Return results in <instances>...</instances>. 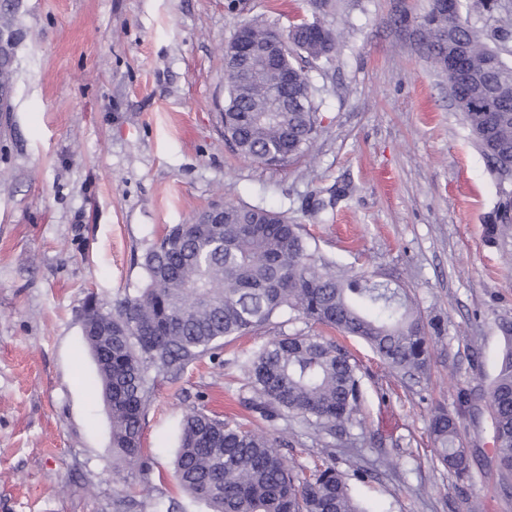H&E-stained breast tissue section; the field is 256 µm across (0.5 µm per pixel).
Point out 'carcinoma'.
<instances>
[{
    "instance_id": "cac0c4a2",
    "label": "carcinoma",
    "mask_w": 512,
    "mask_h": 512,
    "mask_svg": "<svg viewBox=\"0 0 512 512\" xmlns=\"http://www.w3.org/2000/svg\"><path fill=\"white\" fill-rule=\"evenodd\" d=\"M423 20L443 36L456 32L470 44L472 64L486 78H512L505 44L486 41L482 30L463 26L467 18L432 6ZM252 41L263 43L274 31L246 22ZM279 66L295 75L288 87V111L272 112L276 75L244 81L224 66L227 99L222 112L224 139L244 158L281 166L310 151L317 134L312 85L294 63L328 60L336 34L309 23L294 25ZM500 112H465L469 134L500 180L512 165V101ZM266 224H255L253 207L226 204L227 222L207 231L200 225L172 224L142 256L144 285L117 299L112 308L88 298L85 317L112 326V339L85 337L95 361L93 391L112 403V451L116 463L138 467L142 492L153 498L148 468L138 465L148 404L164 379L174 380L187 365L224 349V341L273 323L285 314L364 340L393 372L420 375L427 369L430 343L443 331L441 319L425 320L405 289L318 253L302 225L262 209ZM154 327V336L141 330ZM504 345L489 384L488 409L493 462L506 492L512 491V323L502 324ZM249 397L246 406L274 421L291 419L298 427L288 437L271 436L224 420L204 409L186 412L174 460L173 477L210 512H368L350 493L336 469L329 444L314 466L290 465L284 447L309 434L322 441L343 436L360 418L364 404L357 362L335 341L319 335L277 336L244 355ZM428 433L440 465L456 477L471 475L473 452L464 443L460 414L438 406Z\"/></svg>"
}]
</instances>
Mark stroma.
I'll return each mask as SVG.
<instances>
[{"mask_svg":"<svg viewBox=\"0 0 512 512\" xmlns=\"http://www.w3.org/2000/svg\"><path fill=\"white\" fill-rule=\"evenodd\" d=\"M431 0H21L10 126L0 132V512H151L138 477L112 468V426L88 382V296L105 305L141 287L140 256L165 225L210 202L264 207L302 224L321 253L405 288L442 315L420 379L389 372L361 340L364 425L333 450L369 512H512L492 462L488 411L464 418L472 476L433 458L435 406L486 394L512 321V235L491 240L502 197L448 80L403 15ZM316 20L338 37L313 64L312 152L281 167L224 140V49L239 25L282 31ZM280 319L226 344L146 410L142 455L175 512H209L173 478L178 423L205 408L262 433L237 358L276 336L313 334Z\"/></svg>","mask_w":512,"mask_h":512,"instance_id":"stroma-1","label":"stroma"}]
</instances>
